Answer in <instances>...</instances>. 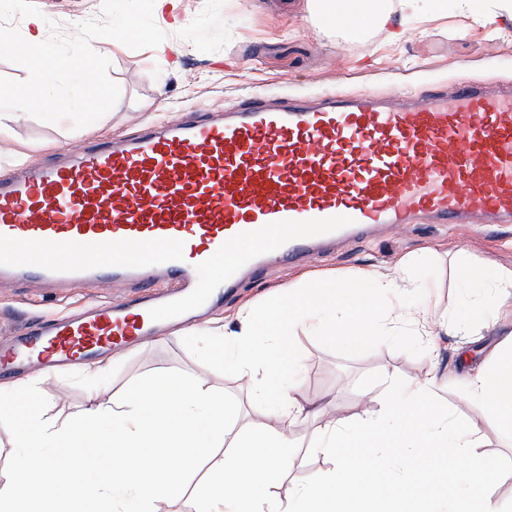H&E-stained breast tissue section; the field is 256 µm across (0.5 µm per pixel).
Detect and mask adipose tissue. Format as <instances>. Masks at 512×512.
Segmentation results:
<instances>
[{
  "mask_svg": "<svg viewBox=\"0 0 512 512\" xmlns=\"http://www.w3.org/2000/svg\"><path fill=\"white\" fill-rule=\"evenodd\" d=\"M313 15L327 20L331 13L350 8L360 9L373 26L387 25L392 15L409 16L418 10L419 0H310ZM470 284L483 288L484 301L467 304L470 322L489 320L498 307L512 303V269H474ZM386 300L383 319L371 320L361 315L363 306L377 297ZM393 279L367 272L356 273L343 283L311 281L295 292L293 312L288 320L260 326L252 310L238 315L239 328L222 336L211 337L209 348L223 356L234 370L250 373L257 395H273V412L283 421L293 423L307 417L308 409L300 398L297 382L271 389L274 377L287 375L294 366L293 340L296 328L315 329L327 336L342 335L349 348H364L368 336L378 332H395L405 324L414 325L424 336L431 352H438L439 341L432 328L440 318L435 311L406 306ZM346 306L347 312L333 318L332 310ZM468 398L488 405L494 422L512 434V333L502 339L472 369L466 386Z\"/></svg>",
  "mask_w": 512,
  "mask_h": 512,
  "instance_id": "ef3b65f1",
  "label": "adipose tissue"
}]
</instances>
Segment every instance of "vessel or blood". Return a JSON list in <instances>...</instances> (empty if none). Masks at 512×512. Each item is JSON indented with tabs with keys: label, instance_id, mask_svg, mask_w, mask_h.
<instances>
[{
	"label": "vessel or blood",
	"instance_id": "obj_1",
	"mask_svg": "<svg viewBox=\"0 0 512 512\" xmlns=\"http://www.w3.org/2000/svg\"><path fill=\"white\" fill-rule=\"evenodd\" d=\"M429 224L512 223V89L252 94L0 170V282L128 294L0 344V378L198 319L269 265Z\"/></svg>",
	"mask_w": 512,
	"mask_h": 512
}]
</instances>
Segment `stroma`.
<instances>
[{"label":"stroma","mask_w":512,"mask_h":512,"mask_svg":"<svg viewBox=\"0 0 512 512\" xmlns=\"http://www.w3.org/2000/svg\"><path fill=\"white\" fill-rule=\"evenodd\" d=\"M60 32L74 35V17L97 19L102 0H36ZM168 48L133 50L119 42L90 46L110 61L108 75L121 90L122 104L95 123L73 128L70 121L42 122L20 113L0 137V167L39 163L61 148H79L115 136L137 133L149 122L174 118L176 111L206 106H234L253 89L308 96L331 91L376 90L388 95L445 87L459 81L512 82V15L495 26L462 11L458 0L446 6L426 4L419 18H395L399 39L374 27L342 31L311 17L308 0H179L177 15L156 17ZM512 267V224L478 231L465 224L384 229L359 242L325 254L309 267L269 266L240 288L203 323L155 336L134 349L105 352L73 369L43 378L32 368L0 379V385L41 380L49 401L45 417L56 425L80 414L90 398L111 401L135 378L150 372L178 370L232 394L238 404L235 429L274 426L272 401L251 393L248 374L202 354L205 336L221 326L236 328L237 312L255 307L265 313L288 311V290L303 278H347L368 270L431 287V302L452 312L441 353L431 361L419 336L406 330L396 336H373L362 350H350L341 339L298 332L294 352L301 392L310 417L292 426L299 449L287 478L278 486L289 499L306 478L332 471L331 459L308 456L306 448L319 428L333 419L363 416L364 390L380 395L394 378H414L435 370L434 393L466 421L480 412L479 403L462 390L459 349L475 359L493 349L512 318L481 326L466 320L467 289L459 280L470 268ZM122 287L73 288L45 294L30 287L0 284V339L25 331L34 321L75 313L122 294Z\"/></svg>","instance_id":"obj_1"}]
</instances>
